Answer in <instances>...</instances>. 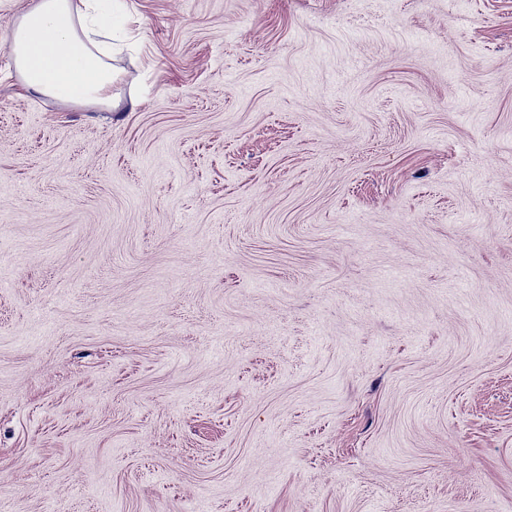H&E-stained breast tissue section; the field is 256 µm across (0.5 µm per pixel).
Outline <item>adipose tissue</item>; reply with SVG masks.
<instances>
[{
  "instance_id": "obj_1",
  "label": "adipose tissue",
  "mask_w": 512,
  "mask_h": 512,
  "mask_svg": "<svg viewBox=\"0 0 512 512\" xmlns=\"http://www.w3.org/2000/svg\"><path fill=\"white\" fill-rule=\"evenodd\" d=\"M115 0H27L0 45L26 90L61 102L112 105Z\"/></svg>"
}]
</instances>
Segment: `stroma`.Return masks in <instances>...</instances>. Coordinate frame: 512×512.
<instances>
[{"label":"stroma","instance_id":"1","mask_svg":"<svg viewBox=\"0 0 512 512\" xmlns=\"http://www.w3.org/2000/svg\"><path fill=\"white\" fill-rule=\"evenodd\" d=\"M122 2L0 46V512H512V0ZM115 2H27L0 34L26 90L61 102L110 108Z\"/></svg>","mask_w":512,"mask_h":512}]
</instances>
